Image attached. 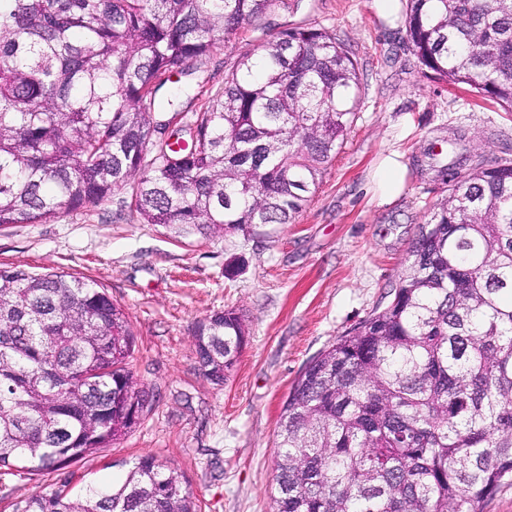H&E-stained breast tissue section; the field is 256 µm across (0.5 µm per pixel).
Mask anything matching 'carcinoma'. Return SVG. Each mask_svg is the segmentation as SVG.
<instances>
[{
	"mask_svg": "<svg viewBox=\"0 0 512 512\" xmlns=\"http://www.w3.org/2000/svg\"><path fill=\"white\" fill-rule=\"evenodd\" d=\"M276 0H0V225L96 208L131 188L146 224L204 237L287 224L354 116L336 37L293 26L246 54L187 116L158 91ZM424 70L512 112V0H407ZM448 195L420 226L393 300L320 352L278 421L274 512H484L512 481V161L434 165ZM224 384L241 316L199 322ZM124 310L64 272L0 264V470L42 475L127 435L150 404ZM15 512H197L152 456L109 490Z\"/></svg>",
	"mask_w": 512,
	"mask_h": 512,
	"instance_id": "cac0c4a2",
	"label": "carcinoma"
}]
</instances>
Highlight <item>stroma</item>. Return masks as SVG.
<instances>
[{
  "label": "stroma",
  "instance_id": "stroma-1",
  "mask_svg": "<svg viewBox=\"0 0 512 512\" xmlns=\"http://www.w3.org/2000/svg\"><path fill=\"white\" fill-rule=\"evenodd\" d=\"M299 25L336 35L359 90L343 145L292 223L177 237L119 206L122 189L94 209L0 227V264L71 274L122 306L152 404L124 440L77 463L35 477L0 472V512L52 488L119 485L144 456L182 472L198 512H272L277 422L293 381L389 304L420 226L448 193L430 144L458 131L484 165L512 160V112L428 77L403 23L381 17L374 0H277L181 79L182 101L222 89L242 55ZM394 151L404 185L385 201L373 176ZM224 310L242 316L247 344L218 386L201 370L192 329Z\"/></svg>",
  "mask_w": 512,
  "mask_h": 512
}]
</instances>
